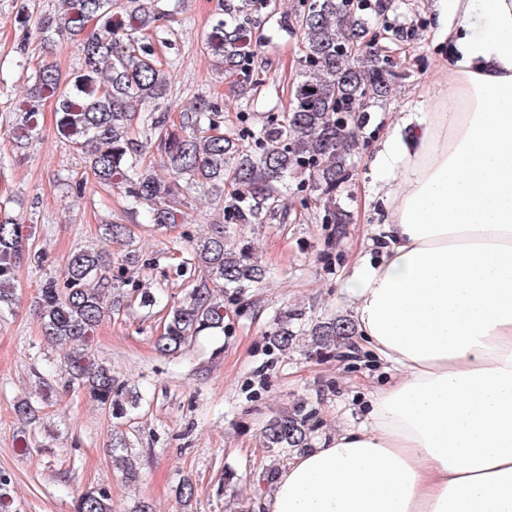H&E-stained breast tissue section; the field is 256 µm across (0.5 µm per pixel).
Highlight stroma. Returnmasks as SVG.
<instances>
[{
	"instance_id": "35a3bbf8",
	"label": "stroma",
	"mask_w": 512,
	"mask_h": 512,
	"mask_svg": "<svg viewBox=\"0 0 512 512\" xmlns=\"http://www.w3.org/2000/svg\"><path fill=\"white\" fill-rule=\"evenodd\" d=\"M429 3L393 0L389 20L400 39L388 50L398 60L400 78L387 100L352 119L360 145L339 200L347 223H323L321 203L304 196L308 175L292 174L287 223L229 229L228 246L250 243L267 277L242 300L225 301L223 335L199 337L168 358L153 347L160 317L142 320L138 306L98 327L93 354L142 396L130 419L118 424L81 392L62 390L59 351L44 338L36 315L38 291L60 276L71 254L106 245L126 281L182 297L191 282L178 276L176 267L192 239L222 223V213L197 197L184 207L185 223L137 224L132 246L106 243L104 225L129 222L126 199L121 190L91 181L81 196L67 193V182L80 177L83 163L55 136L54 101L42 108L38 134L19 145L9 133L15 105L29 85L30 72L16 52L22 17L58 13L61 0H0V201L7 217L32 229L33 246L45 256L42 264L17 269L16 303L0 312V473L11 478L10 512H73L77 497L93 487L108 491L112 512H135L143 501L154 512H258V500L269 488L266 469L289 459L264 445L269 418L307 412L312 448L337 429L361 422L362 384L386 379L383 365L365 354L347 356L340 345L317 347L311 330L316 323L351 316L341 285L353 272V257L377 255L385 244L383 226L363 221L362 195L370 182L366 160L387 125L438 78ZM216 8L217 0H175L174 18L161 23L171 32L169 42L158 52L175 61L167 91L172 114L194 95L218 96L230 102L224 115L230 133L240 116L257 124L285 105L302 46L295 35L267 21L258 65L268 81L259 95L234 96L205 45ZM130 248L143 255L145 265H123ZM284 311L295 315V338L282 351L268 335ZM24 398L39 408L37 422L26 428L13 411ZM116 428L126 432L139 458L137 480L126 479L112 464L109 444ZM186 477L196 488L187 507L176 494Z\"/></svg>"
}]
</instances>
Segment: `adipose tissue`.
Masks as SVG:
<instances>
[{"mask_svg":"<svg viewBox=\"0 0 512 512\" xmlns=\"http://www.w3.org/2000/svg\"><path fill=\"white\" fill-rule=\"evenodd\" d=\"M441 79L369 158L388 244L343 285L394 370L259 512H512V0H432Z\"/></svg>","mask_w":512,"mask_h":512,"instance_id":"1","label":"adipose tissue"}]
</instances>
